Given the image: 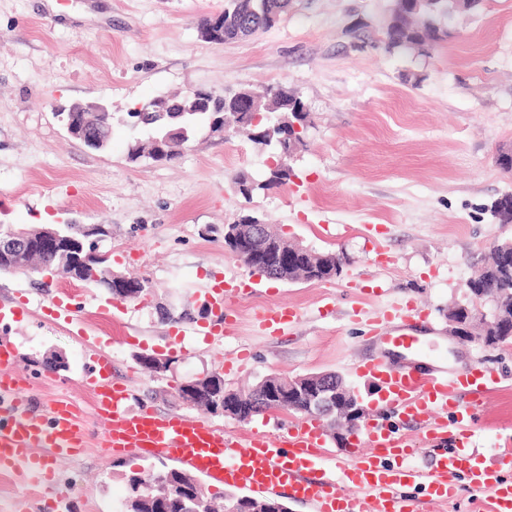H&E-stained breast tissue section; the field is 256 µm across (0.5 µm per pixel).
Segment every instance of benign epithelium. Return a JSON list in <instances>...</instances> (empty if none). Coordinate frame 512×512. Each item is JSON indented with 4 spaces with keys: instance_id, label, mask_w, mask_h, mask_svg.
Listing matches in <instances>:
<instances>
[{
    "instance_id": "7a95c632",
    "label": "benign epithelium",
    "mask_w": 512,
    "mask_h": 512,
    "mask_svg": "<svg viewBox=\"0 0 512 512\" xmlns=\"http://www.w3.org/2000/svg\"><path fill=\"white\" fill-rule=\"evenodd\" d=\"M237 108L251 115V124L261 120L259 114L262 94L239 91L234 95ZM212 96L202 90L192 93L189 112H198L210 108ZM106 111L101 104H73L57 109V116L63 121L68 133L91 149H97L104 140L91 134L95 127L96 115ZM109 235L102 224L84 226L71 224L63 231L57 224H46L36 229L9 228L0 234V271L40 272L37 261L43 255L58 260L57 270L75 280H83V262L88 255H97L95 245ZM224 235L231 243V250L237 254L250 252L256 260L258 269L270 280L296 282L294 267L288 262L290 250H302L304 246L294 241L288 242L285 236H274L269 225L244 218L234 224L224 225ZM493 273L502 280L512 279V243H496L489 251ZM107 290L116 285L124 289L131 284V275L116 271L111 265L103 268L99 277ZM503 288H484L478 293L466 291L468 301L459 304L465 317H448L455 334L474 337L488 346H509L512 344V318L504 314ZM196 381L189 380L179 385L178 395L184 405L198 406L199 394ZM273 397L270 411L276 412L284 404V398L300 396L306 401L302 413L319 422L336 420L333 434L336 440L345 443L358 434L366 409L357 391L346 383L337 372L314 373L286 379V382L267 386L262 389V400ZM212 413L246 422L248 399L239 390L210 393Z\"/></svg>"
}]
</instances>
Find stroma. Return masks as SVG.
I'll list each match as a JSON object with an SVG mask.
<instances>
[{
	"mask_svg": "<svg viewBox=\"0 0 512 512\" xmlns=\"http://www.w3.org/2000/svg\"><path fill=\"white\" fill-rule=\"evenodd\" d=\"M226 0H0V224L31 227L65 218L102 224L99 244L114 269L148 279L138 301H116L64 275L0 273V301L17 314L0 323L23 394L43 404L74 403L88 431L75 460L54 466L50 488L0 475V512H120L131 473L172 468L169 460L107 454L85 383L96 346L112 359V378L129 403L158 414L200 416L183 405L178 383L211 373L227 388L264 377L341 373L369 417L386 415L399 437L430 461L422 430L385 403L356 363L370 357L368 316L404 301L426 315L424 359L472 366L493 380L476 412L474 446L487 463L512 438V348L487 347L449 333L450 303L493 243L512 238L487 210L512 193V174L496 163L512 142V0H483L456 18L430 54L388 49L393 0H291L270 28L221 44L199 24ZM288 87L309 114L305 150L289 158L291 176L245 199L234 182L265 180L277 151L248 133H198L171 162H130L132 132L117 125L112 142L92 150L71 137L55 108L76 101L128 112L189 89L232 93ZM278 225L291 240L343 259L328 282L286 283L252 275L224 246V227L243 217ZM228 285L230 319L220 336H192L201 320L161 321L155 305L177 301L197 311L207 288ZM68 290L73 324L57 319L50 295ZM288 306L298 321L259 334L256 315ZM61 354L67 368L44 371ZM172 357L165 375L138 362ZM210 423L242 434L281 436L298 415L268 413L241 423Z\"/></svg>",
	"mask_w": 512,
	"mask_h": 512,
	"instance_id": "obj_1",
	"label": "stroma"
}]
</instances>
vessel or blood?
<instances>
[{
  "label": "vessel or blood",
  "mask_w": 512,
  "mask_h": 512,
  "mask_svg": "<svg viewBox=\"0 0 512 512\" xmlns=\"http://www.w3.org/2000/svg\"><path fill=\"white\" fill-rule=\"evenodd\" d=\"M297 317L295 310L278 306L265 309L257 322L263 334L272 335ZM419 320L415 307L406 305L367 324L373 344L415 356L424 342ZM93 359L98 370L88 387L95 415L105 425L99 445L113 452L171 460L255 494L282 491L311 512H420L416 501L402 496L403 487H423L427 503L446 502L463 474L472 494L487 501L488 512H512V480L480 461L476 449L467 445L488 383L475 370L435 365L424 371L414 361L399 368L379 360L361 365V373L382 383L388 404L421 424L426 439L451 430L461 445L435 455L429 467L417 466V448L396 437L388 421L379 417L368 425L347 465L336 470L323 458L324 434L314 425L299 424L279 439L230 433L200 417L161 415L147 407L135 410L126 387L113 382L108 359L99 353ZM20 385L9 351L0 348V473H22L36 487L49 478L54 461L81 454L86 430L73 404L57 401L32 408Z\"/></svg>",
  "instance_id": "obj_1"
}]
</instances>
